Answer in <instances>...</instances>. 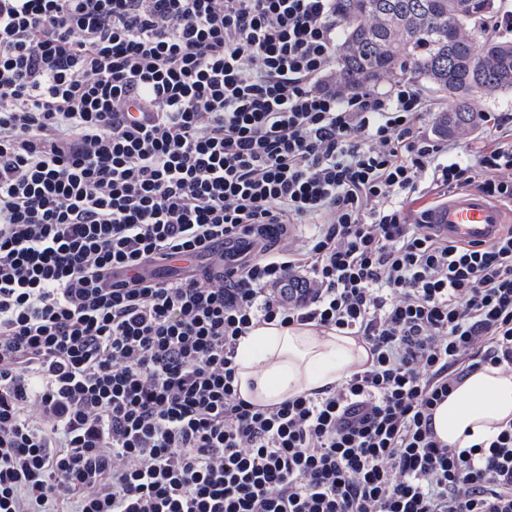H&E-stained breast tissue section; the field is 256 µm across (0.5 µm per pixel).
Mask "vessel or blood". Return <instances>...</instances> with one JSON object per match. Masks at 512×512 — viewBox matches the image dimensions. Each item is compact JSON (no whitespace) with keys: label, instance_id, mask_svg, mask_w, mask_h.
Returning a JSON list of instances; mask_svg holds the SVG:
<instances>
[{"label":"vessel or blood","instance_id":"obj_1","mask_svg":"<svg viewBox=\"0 0 512 512\" xmlns=\"http://www.w3.org/2000/svg\"><path fill=\"white\" fill-rule=\"evenodd\" d=\"M429 221L435 224L440 233L450 238L479 242L496 235L506 217L499 205L489 202L480 193L464 191L435 207Z\"/></svg>","mask_w":512,"mask_h":512}]
</instances>
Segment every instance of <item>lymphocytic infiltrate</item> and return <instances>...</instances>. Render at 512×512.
Masks as SVG:
<instances>
[{
    "instance_id": "lymphocytic-infiltrate-1",
    "label": "lymphocytic infiltrate",
    "mask_w": 512,
    "mask_h": 512,
    "mask_svg": "<svg viewBox=\"0 0 512 512\" xmlns=\"http://www.w3.org/2000/svg\"><path fill=\"white\" fill-rule=\"evenodd\" d=\"M338 23L336 0H0V512H512V421L462 450L432 425L512 372V225L460 243L408 209L511 205L512 113L457 161L412 78L337 88ZM272 321L371 361L246 402L236 344Z\"/></svg>"
}]
</instances>
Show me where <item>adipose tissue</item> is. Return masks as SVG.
Listing matches in <instances>:
<instances>
[{
  "label": "adipose tissue",
  "mask_w": 512,
  "mask_h": 512,
  "mask_svg": "<svg viewBox=\"0 0 512 512\" xmlns=\"http://www.w3.org/2000/svg\"><path fill=\"white\" fill-rule=\"evenodd\" d=\"M368 352L358 338L336 330L261 325L238 344L235 386L241 398L273 406L338 384L361 370ZM512 420V373L487 366L469 375L434 411L444 444L467 448Z\"/></svg>",
  "instance_id": "obj_1"
}]
</instances>
